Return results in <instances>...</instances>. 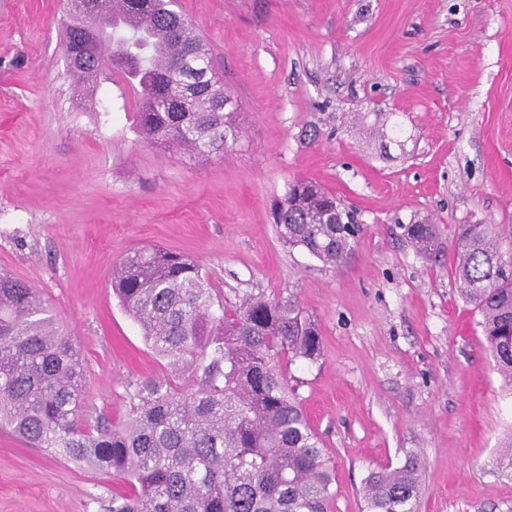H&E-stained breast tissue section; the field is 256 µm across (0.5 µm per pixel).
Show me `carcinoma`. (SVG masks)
I'll use <instances>...</instances> for the list:
<instances>
[{
  "instance_id": "obj_1",
  "label": "carcinoma",
  "mask_w": 512,
  "mask_h": 512,
  "mask_svg": "<svg viewBox=\"0 0 512 512\" xmlns=\"http://www.w3.org/2000/svg\"><path fill=\"white\" fill-rule=\"evenodd\" d=\"M127 28L117 11L88 25L68 11L67 37L91 33L132 63L120 71L141 87L137 133L147 144L220 156L240 137L237 101L219 83L210 52L185 43L155 56L166 32L188 21L174 0ZM192 87L189 97L174 94ZM278 239L323 265L353 255V212L322 184L297 179L274 205ZM434 224H410L419 255L436 248ZM493 224H461L455 276L479 312L488 350L512 386V263ZM112 291L163 361L162 376L126 385L128 419L90 421L80 352L60 334L41 292L0 270V428L31 448L83 463L126 487L107 512H329L333 467L323 457L290 373L322 356L320 330L292 293L246 297L224 307L198 261L167 249L128 253L112 269ZM366 512H418L419 465L371 471Z\"/></svg>"
}]
</instances>
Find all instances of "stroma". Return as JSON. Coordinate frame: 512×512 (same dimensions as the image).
I'll return each instance as SVG.
<instances>
[{"mask_svg":"<svg viewBox=\"0 0 512 512\" xmlns=\"http://www.w3.org/2000/svg\"><path fill=\"white\" fill-rule=\"evenodd\" d=\"M239 104L241 138L191 160L134 128L112 73L67 71V0H0V268L39 288L79 347L87 412L122 422L126 385L163 366L113 294L127 253L196 259L225 306L292 292L322 357L291 365L336 481L421 463L419 512H512V390L455 277L454 233L496 224L512 258V0H179ZM309 178L352 206L351 262L282 246L272 204ZM439 228L424 259L407 224ZM117 482L0 431V512H105Z\"/></svg>","mask_w":512,"mask_h":512,"instance_id":"35a3bbf8","label":"stroma"}]
</instances>
